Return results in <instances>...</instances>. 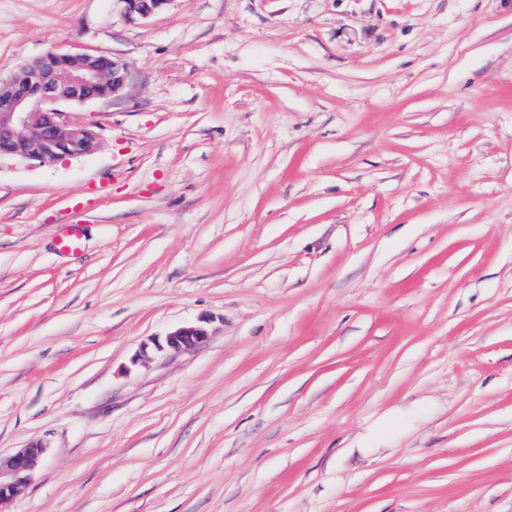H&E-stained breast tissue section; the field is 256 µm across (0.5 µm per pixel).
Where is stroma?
<instances>
[{
    "label": "stroma",
    "mask_w": 512,
    "mask_h": 512,
    "mask_svg": "<svg viewBox=\"0 0 512 512\" xmlns=\"http://www.w3.org/2000/svg\"><path fill=\"white\" fill-rule=\"evenodd\" d=\"M50 49L128 78L0 162L6 512H512V0H0ZM123 5L130 18L146 19L160 10L168 0H115ZM208 330L203 324L179 327L169 332L162 341L153 339L151 343L157 352L177 353L203 343ZM415 416L412 410H393L387 414L385 419L375 429L372 440L375 444H384L390 441L395 428L404 421ZM46 454V447L31 444L13 454H0V511L4 503L23 495L31 482L35 465Z\"/></svg>",
    "instance_id": "obj_1"
}]
</instances>
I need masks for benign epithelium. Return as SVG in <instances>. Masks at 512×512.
Here are the masks:
<instances>
[{
	"label": "benign epithelium",
	"instance_id": "benign-epithelium-1",
	"mask_svg": "<svg viewBox=\"0 0 512 512\" xmlns=\"http://www.w3.org/2000/svg\"><path fill=\"white\" fill-rule=\"evenodd\" d=\"M130 18L146 19L169 0H117ZM125 65L92 54L47 51L0 77V161L21 159L54 163L89 154L97 146L92 129L71 121L64 105L98 101L120 93L126 85ZM202 324L179 327L163 340H152L158 352L177 353L203 343ZM46 447L31 444L0 457V505L23 495Z\"/></svg>",
	"mask_w": 512,
	"mask_h": 512
}]
</instances>
